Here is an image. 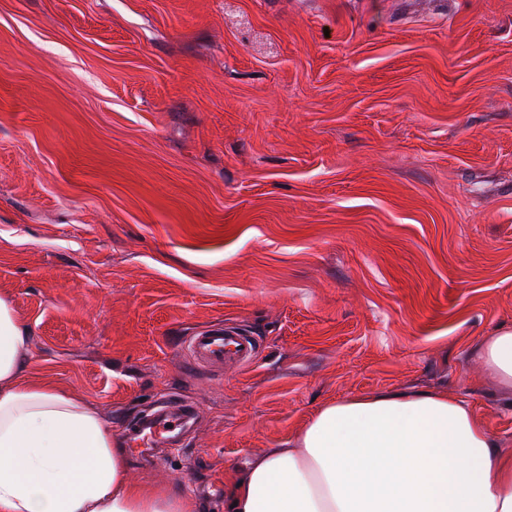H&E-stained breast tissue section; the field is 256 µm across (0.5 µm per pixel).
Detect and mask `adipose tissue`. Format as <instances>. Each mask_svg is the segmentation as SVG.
<instances>
[{
  "instance_id": "ef3b65f1",
  "label": "adipose tissue",
  "mask_w": 512,
  "mask_h": 512,
  "mask_svg": "<svg viewBox=\"0 0 512 512\" xmlns=\"http://www.w3.org/2000/svg\"><path fill=\"white\" fill-rule=\"evenodd\" d=\"M28 330L0 297V512H200L133 479L92 405L27 374ZM512 388V329L478 347ZM224 512H512V448L446 391L389 390L323 404L289 447L224 483Z\"/></svg>"
}]
</instances>
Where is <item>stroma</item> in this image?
Returning a JSON list of instances; mask_svg holds the SVG:
<instances>
[{
  "mask_svg": "<svg viewBox=\"0 0 512 512\" xmlns=\"http://www.w3.org/2000/svg\"><path fill=\"white\" fill-rule=\"evenodd\" d=\"M0 296L147 485L224 481L325 402L445 389L512 448V0H0ZM214 324L246 368L189 362ZM187 350L198 365L222 369L225 363H230L244 368L256 362L260 345L255 336L225 326L207 328L189 336ZM478 354L501 385L512 388V329L486 337L478 347ZM194 414V407L188 404L158 405L133 427L132 439L146 447H152L158 442L178 445L181 437L191 427Z\"/></svg>",
  "mask_w": 512,
  "mask_h": 512,
  "instance_id": "35a3bbf8",
  "label": "stroma"
}]
</instances>
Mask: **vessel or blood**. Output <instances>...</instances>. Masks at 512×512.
I'll return each mask as SVG.
<instances>
[{
  "instance_id": "obj_1",
  "label": "vessel or blood",
  "mask_w": 512,
  "mask_h": 512,
  "mask_svg": "<svg viewBox=\"0 0 512 512\" xmlns=\"http://www.w3.org/2000/svg\"><path fill=\"white\" fill-rule=\"evenodd\" d=\"M187 350L196 364L205 367L220 368L230 363L244 368L256 362L260 345L256 337L239 328L211 327L189 336ZM194 414L193 406L188 404L158 405L133 427L132 439L147 447L158 442L178 444L191 427Z\"/></svg>"
}]
</instances>
